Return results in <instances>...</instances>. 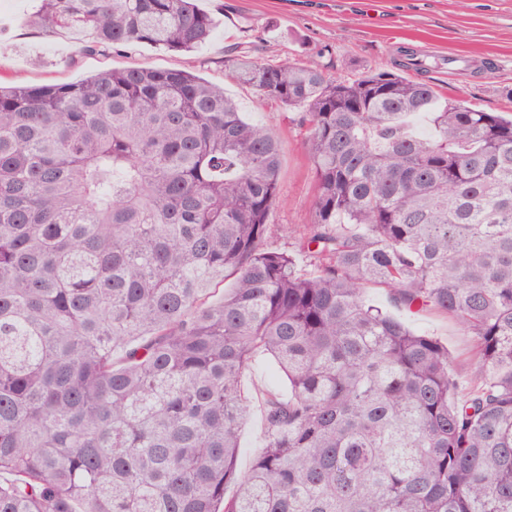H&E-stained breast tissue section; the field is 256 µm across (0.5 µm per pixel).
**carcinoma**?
<instances>
[{"label":"carcinoma","instance_id":"carcinoma-1","mask_svg":"<svg viewBox=\"0 0 512 512\" xmlns=\"http://www.w3.org/2000/svg\"><path fill=\"white\" fill-rule=\"evenodd\" d=\"M30 25L191 53L215 21L40 0ZM229 75L301 112L316 194L290 252L264 247L282 144L223 88L0 85V512H512V118L388 70L241 51ZM370 285L474 336L466 394ZM259 354L288 394H264L242 472ZM262 444V419L260 411L253 408L240 435L238 467L241 471L249 469Z\"/></svg>","mask_w":512,"mask_h":512}]
</instances>
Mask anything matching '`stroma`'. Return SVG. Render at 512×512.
<instances>
[{
  "label": "stroma",
  "instance_id": "1",
  "mask_svg": "<svg viewBox=\"0 0 512 512\" xmlns=\"http://www.w3.org/2000/svg\"><path fill=\"white\" fill-rule=\"evenodd\" d=\"M216 21L206 44L182 54L136 45L85 53L74 40L41 32L27 19L37 0H0V83H75L112 69H190L223 86L244 117L265 125L283 145L281 205L265 245L291 249L313 217L315 185L300 114L228 77L227 52L249 51L260 61L319 56L332 76L393 69L404 52L427 65L425 79L442 99L463 98L495 112L512 111V0H197ZM462 58L452 68L449 58ZM365 299L410 329L447 344L460 387H468L475 340L447 314L398 308L388 290L368 288Z\"/></svg>",
  "mask_w": 512,
  "mask_h": 512
}]
</instances>
